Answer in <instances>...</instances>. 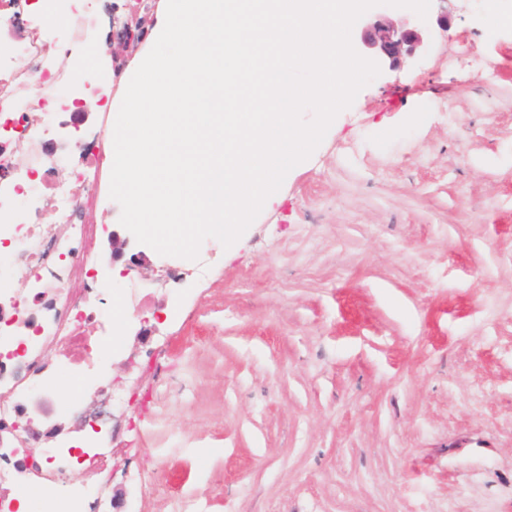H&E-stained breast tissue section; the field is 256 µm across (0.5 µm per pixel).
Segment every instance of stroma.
<instances>
[{
	"label": "stroma",
	"mask_w": 512,
	"mask_h": 512,
	"mask_svg": "<svg viewBox=\"0 0 512 512\" xmlns=\"http://www.w3.org/2000/svg\"><path fill=\"white\" fill-rule=\"evenodd\" d=\"M163 6L81 125L112 124ZM104 148L83 221L118 224ZM205 275L131 242L136 293L101 396L57 373L52 418L112 454L107 512H512V0H448V28L380 75ZM84 395V411L67 408Z\"/></svg>",
	"instance_id": "35a3bbf8"
}]
</instances>
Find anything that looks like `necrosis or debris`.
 <instances>
[{"label": "necrosis or debris", "mask_w": 512, "mask_h": 512, "mask_svg": "<svg viewBox=\"0 0 512 512\" xmlns=\"http://www.w3.org/2000/svg\"><path fill=\"white\" fill-rule=\"evenodd\" d=\"M98 2L76 0L67 24L58 27L35 17L32 0H0V28L31 23L26 40L0 49V283L8 282L19 265L31 275L26 299L0 298V388L11 397L0 402V430L13 424L19 406L42 379L43 347H55L76 362L83 386L111 392L100 357L112 336L113 311L102 306L82 277L94 241L82 220L93 197L89 176L83 171L70 179L59 176V169L71 164L68 151L56 153L51 164L29 165L19 163L12 148L19 141L51 144L54 124L47 102L64 109L92 91L81 56L66 69L56 58L62 43L79 48L92 41L97 50L109 52L110 39L95 41L89 33ZM32 80L45 85L47 97L16 96V86ZM34 112L42 114L41 122L31 121ZM92 325L99 335L86 334ZM45 454L50 476L60 484L72 464L83 465L92 476L109 466L103 454L84 450L75 455L67 446L47 447Z\"/></svg>", "instance_id": "necrosis-or-debris-1"}]
</instances>
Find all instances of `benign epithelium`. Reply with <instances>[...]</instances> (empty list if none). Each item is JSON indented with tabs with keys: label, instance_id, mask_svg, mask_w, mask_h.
Masks as SVG:
<instances>
[{
	"label": "benign epithelium",
	"instance_id": "7a95c632",
	"mask_svg": "<svg viewBox=\"0 0 512 512\" xmlns=\"http://www.w3.org/2000/svg\"><path fill=\"white\" fill-rule=\"evenodd\" d=\"M425 26L419 21L412 28H406L392 18L390 15L381 12L377 14L374 20L367 22L362 29V45L374 51L375 61L390 69H395L402 63L406 57L414 56L424 44L423 30ZM113 40L117 42H126L139 36V29L132 28V25L124 20H120L117 14H112ZM127 245V238L122 236V230L112 231L110 242L109 260L117 262L123 257V250ZM34 415L28 416L26 412H21L25 420L16 423L7 433L0 435V447L11 448L17 445L27 447L31 442L40 439L41 435L49 438H55L62 434V428L58 424H52L45 433H40L32 427L34 417L49 416L45 400L38 398L33 403Z\"/></svg>",
	"mask_w": 512,
	"mask_h": 512
}]
</instances>
